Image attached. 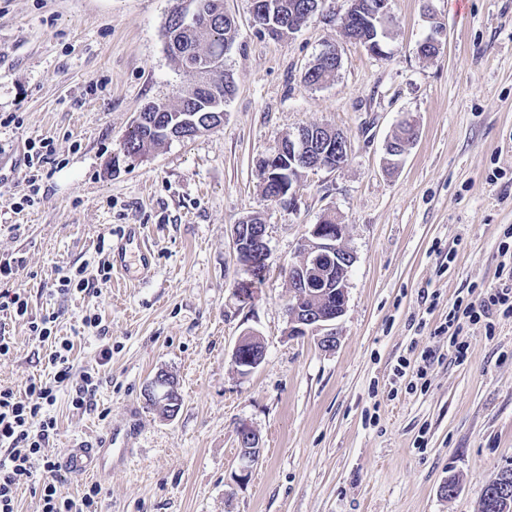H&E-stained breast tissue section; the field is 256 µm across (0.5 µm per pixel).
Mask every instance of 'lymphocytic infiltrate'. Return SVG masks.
I'll return each mask as SVG.
<instances>
[{
  "instance_id": "lymphocytic-infiltrate-1",
  "label": "lymphocytic infiltrate",
  "mask_w": 512,
  "mask_h": 512,
  "mask_svg": "<svg viewBox=\"0 0 512 512\" xmlns=\"http://www.w3.org/2000/svg\"><path fill=\"white\" fill-rule=\"evenodd\" d=\"M0 311L28 318L33 337L49 348L45 362L50 369L49 378L31 380L24 392L0 388V512H16L18 490L38 465L44 471L36 487L41 512H98L100 483L85 484L80 498L67 496L62 490L60 464L46 453L58 435V423L49 408L55 403L60 387L73 384L70 354L74 344L58 336L54 315L31 318L28 301L21 292H13L7 300H1ZM497 315L512 316L511 286L492 289L476 301H454L445 326L456 329L460 318L477 322Z\"/></svg>"
}]
</instances>
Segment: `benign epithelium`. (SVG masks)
Here are the masks:
<instances>
[{"label": "benign epithelium", "mask_w": 512, "mask_h": 512, "mask_svg": "<svg viewBox=\"0 0 512 512\" xmlns=\"http://www.w3.org/2000/svg\"><path fill=\"white\" fill-rule=\"evenodd\" d=\"M350 6L339 18L343 36L360 43L376 56L385 55V36L394 24L390 0H349ZM446 43V29L441 23L433 26L431 36L418 45L424 58H434ZM350 154L347 136L326 125L300 128L284 137L275 151L265 158L263 168L273 190L271 202L293 209L297 205L302 180L309 171L334 170L344 165ZM332 223L322 219L311 225L310 238L304 248V259L288 268L291 288L288 311V332L293 336H312L323 351H334L339 344L336 321L344 314L349 274L356 257L343 244L344 224L331 215ZM232 241L237 259L247 274L258 266L269 268L268 231L265 224H236ZM258 340L249 332L236 343L231 361L237 371L248 374L264 360L265 348H248ZM146 400L166 409L165 416L176 414L180 401L177 381L164 371L158 372L144 389ZM239 447L238 474L244 482L259 455V440L250 425L237 429Z\"/></svg>", "instance_id": "benign-epithelium-1"}]
</instances>
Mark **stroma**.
Returning a JSON list of instances; mask_svg holds the SVG:
<instances>
[{
    "label": "stroma",
    "mask_w": 512,
    "mask_h": 512,
    "mask_svg": "<svg viewBox=\"0 0 512 512\" xmlns=\"http://www.w3.org/2000/svg\"><path fill=\"white\" fill-rule=\"evenodd\" d=\"M181 3L0 0V259L20 261L0 293L24 291L33 315L56 313L75 373L97 375L85 410L70 407L71 387L58 391L48 455L115 432L101 512H477L485 485L512 467V318L467 323L455 337L436 329L456 299L512 277L502 268L512 0H391L396 27L382 57L339 30L348 0H325L283 39L258 33L252 0H224L236 32L223 125L124 157L136 114L193 83L166 47ZM438 22L447 46L421 57ZM329 43L338 74L306 85ZM408 118L417 136L389 164L386 144ZM313 124L341 130L351 152L338 169L307 173L291 212L263 197L260 164ZM40 139L52 148L40 191L18 211L27 144ZM327 213L342 219L356 256L332 352L289 336L286 315L288 268ZM247 216L265 222L271 252L250 303L235 293L245 272L231 236ZM132 224L151 252L143 277L115 269L97 293L50 297L60 270L97 268L99 241ZM93 314L100 328L84 326ZM0 331L11 342L0 387L24 391L44 374L45 349L25 322L0 314ZM251 331L265 358L243 375L231 353ZM457 343L467 347L461 363ZM404 359L424 378L395 377ZM162 370L182 398L171 419L144 396ZM243 423L260 453L239 483Z\"/></svg>",
    "instance_id": "obj_1"
}]
</instances>
